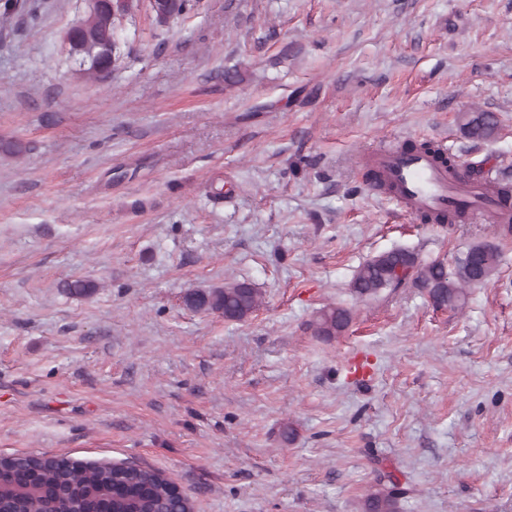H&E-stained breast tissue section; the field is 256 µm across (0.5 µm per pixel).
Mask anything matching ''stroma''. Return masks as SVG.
Masks as SVG:
<instances>
[{"label": "stroma", "mask_w": 512, "mask_h": 512, "mask_svg": "<svg viewBox=\"0 0 512 512\" xmlns=\"http://www.w3.org/2000/svg\"><path fill=\"white\" fill-rule=\"evenodd\" d=\"M38 3L0 20V455L150 466L194 512H361L382 475L402 512H512V235L410 219L355 159L428 141L512 180V0L141 4L104 80L66 53L84 0ZM478 242L500 266L461 310L352 291L382 252ZM230 278L246 320L185 306ZM197 0H160L156 1L154 15L159 23H166L174 16L189 13L196 7ZM458 119L460 128L472 139H490L497 130L496 116L490 112H461ZM351 310L342 306H328L319 311L311 327L315 336H341L352 322Z\"/></svg>", "instance_id": "obj_1"}]
</instances>
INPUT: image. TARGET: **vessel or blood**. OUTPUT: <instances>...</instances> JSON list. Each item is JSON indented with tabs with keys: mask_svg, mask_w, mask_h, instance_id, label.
I'll use <instances>...</instances> for the list:
<instances>
[{
	"mask_svg": "<svg viewBox=\"0 0 512 512\" xmlns=\"http://www.w3.org/2000/svg\"><path fill=\"white\" fill-rule=\"evenodd\" d=\"M358 161L380 175L370 182V192L392 199L409 215L421 217L452 209L466 224H501L512 219V208L498 194L495 183L470 180L463 165L450 170L433 154L408 152L389 142L359 155Z\"/></svg>",
	"mask_w": 512,
	"mask_h": 512,
	"instance_id": "1",
	"label": "vessel or blood"
}]
</instances>
